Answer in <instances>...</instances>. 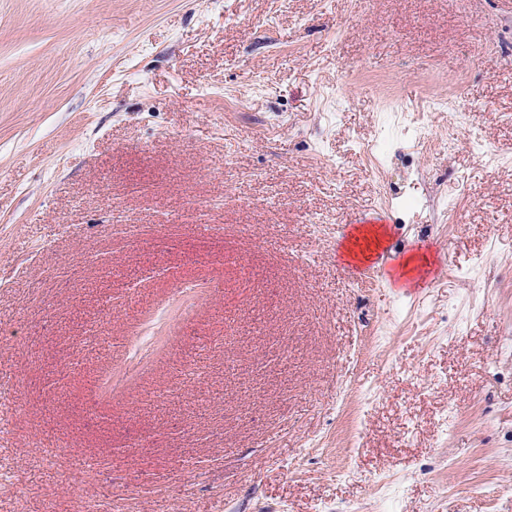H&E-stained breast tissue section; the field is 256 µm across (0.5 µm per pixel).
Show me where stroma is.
<instances>
[{
    "label": "stroma",
    "mask_w": 512,
    "mask_h": 512,
    "mask_svg": "<svg viewBox=\"0 0 512 512\" xmlns=\"http://www.w3.org/2000/svg\"><path fill=\"white\" fill-rule=\"evenodd\" d=\"M510 51L512 0H0V512H512ZM384 233L382 232L380 227H370V228H359L356 229L355 234H352L348 240L346 246H344V254L347 258L353 261L362 262L368 260V256L364 249L361 248V245L358 243L359 239L362 238L366 241H371L375 244L376 247H380L382 244ZM358 247V250H357Z\"/></svg>",
    "instance_id": "stroma-1"
}]
</instances>
